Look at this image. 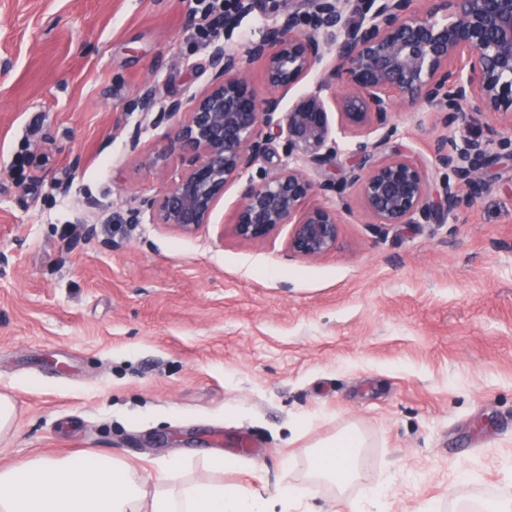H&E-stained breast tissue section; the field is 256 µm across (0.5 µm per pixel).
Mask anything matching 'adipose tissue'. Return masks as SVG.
Returning <instances> with one entry per match:
<instances>
[{"instance_id":"obj_1","label":"adipose tissue","mask_w":512,"mask_h":512,"mask_svg":"<svg viewBox=\"0 0 512 512\" xmlns=\"http://www.w3.org/2000/svg\"><path fill=\"white\" fill-rule=\"evenodd\" d=\"M362 445L359 431H344L313 454L312 478L345 486L357 475ZM186 466L183 460L161 462L150 483L106 453L33 456L0 466V512H273L295 497L288 486L272 502L238 485L187 480Z\"/></svg>"}]
</instances>
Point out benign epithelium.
<instances>
[{"mask_svg": "<svg viewBox=\"0 0 512 512\" xmlns=\"http://www.w3.org/2000/svg\"><path fill=\"white\" fill-rule=\"evenodd\" d=\"M283 21L249 43L244 55L217 45L210 54L208 86L190 109L173 99L163 116L178 118L170 152L154 163L178 160L177 178L130 211L192 235L209 223L225 185L241 179L282 139L288 164L249 177L233 213L232 233L243 243L269 239L292 225L288 251L317 260L332 251L341 212L309 203L315 192L309 166H325L341 151L331 123L351 138L349 179L327 182L341 195L350 188L371 223L431 224L470 208L490 189L482 178L493 159L512 160V0H431L422 13L413 0H302ZM317 84L292 106L276 96L304 79L324 59ZM259 61L268 94L252 84L248 65ZM444 114L448 134L432 149L445 171L432 194L414 159L387 152L397 132V105Z\"/></svg>", "mask_w": 512, "mask_h": 512, "instance_id": "benign-epithelium-1", "label": "benign epithelium"}]
</instances>
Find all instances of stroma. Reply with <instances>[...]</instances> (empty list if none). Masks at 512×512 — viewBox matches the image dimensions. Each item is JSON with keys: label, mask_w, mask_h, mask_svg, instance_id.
<instances>
[{"label": "stroma", "mask_w": 512, "mask_h": 512, "mask_svg": "<svg viewBox=\"0 0 512 512\" xmlns=\"http://www.w3.org/2000/svg\"><path fill=\"white\" fill-rule=\"evenodd\" d=\"M190 4L0 0V393L17 405L0 465L96 451L150 479L179 457L190 480L294 487L292 512L369 490L381 512H491L512 497V163L441 224L381 231L319 188L349 210L314 261L289 256L287 224L235 238L238 181L195 234L129 223L179 173L150 163L177 132L158 113L208 85L214 45L244 52L281 13L254 0L206 39ZM391 120L389 151L438 190L442 114ZM350 427L357 478L311 481V453Z\"/></svg>", "instance_id": "1"}]
</instances>
